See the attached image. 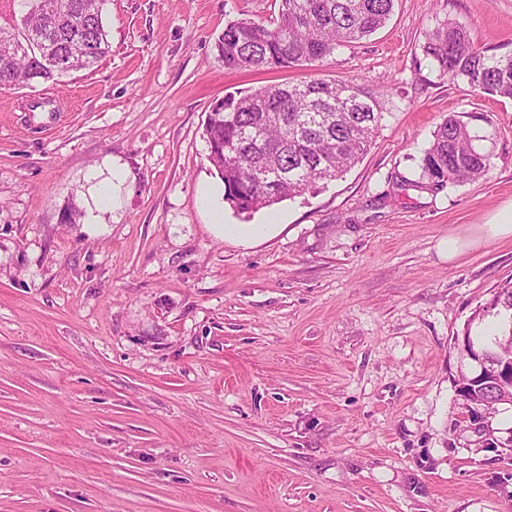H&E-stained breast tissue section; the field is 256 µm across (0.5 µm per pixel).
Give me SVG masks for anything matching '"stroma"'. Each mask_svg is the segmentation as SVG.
<instances>
[{"label": "stroma", "mask_w": 512, "mask_h": 512, "mask_svg": "<svg viewBox=\"0 0 512 512\" xmlns=\"http://www.w3.org/2000/svg\"><path fill=\"white\" fill-rule=\"evenodd\" d=\"M276 0H105L111 50L42 86L0 89V512H512V405L494 447L457 392V337L512 282V100L440 76L443 20L512 52V0H395L321 63L228 70L230 21ZM369 85L390 114L361 161L211 223L204 127L230 93L312 79ZM456 116L492 167L414 188ZM121 165L120 205L90 209ZM464 241L453 260L443 239ZM207 204L212 212L213 224L217 226H222L224 228V235L226 233L237 236L241 239L242 242H248L253 239L255 236L259 234L258 229H253L249 227H243V225L239 226H225L222 224V213H221V204L219 203L216 195L209 194L207 196Z\"/></svg>", "instance_id": "stroma-1"}]
</instances>
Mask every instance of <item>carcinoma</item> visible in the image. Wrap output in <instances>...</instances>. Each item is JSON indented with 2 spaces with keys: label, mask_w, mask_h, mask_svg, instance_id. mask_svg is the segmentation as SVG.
<instances>
[{
  "label": "carcinoma",
  "mask_w": 512,
  "mask_h": 512,
  "mask_svg": "<svg viewBox=\"0 0 512 512\" xmlns=\"http://www.w3.org/2000/svg\"><path fill=\"white\" fill-rule=\"evenodd\" d=\"M395 0H279L270 22L239 19L225 25L214 47L227 69L285 68L322 62L341 46L382 28ZM104 0H28L20 23L0 26V86L53 89L72 71L87 70L110 51ZM424 52L439 75L460 77L482 93L512 99V53H490L465 27L446 20L428 34ZM387 112L369 87L313 79L224 97L205 126L207 159L224 183V199L240 212L256 211L303 193L354 166L382 127ZM456 117L436 129L414 186L439 190L486 174L490 156ZM507 318L502 334L480 336L477 352L490 365L512 347V286L493 299ZM465 398L492 409L512 405L488 376L463 379Z\"/></svg>",
  "instance_id": "carcinoma-1"
}]
</instances>
